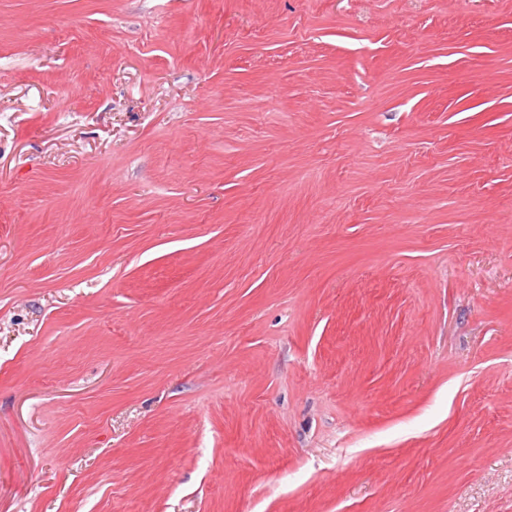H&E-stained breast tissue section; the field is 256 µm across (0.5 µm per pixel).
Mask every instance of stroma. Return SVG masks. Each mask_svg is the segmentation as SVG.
Here are the masks:
<instances>
[{"label": "stroma", "mask_w": 512, "mask_h": 512, "mask_svg": "<svg viewBox=\"0 0 512 512\" xmlns=\"http://www.w3.org/2000/svg\"><path fill=\"white\" fill-rule=\"evenodd\" d=\"M0 512H512V0H0Z\"/></svg>", "instance_id": "35a3bbf8"}]
</instances>
